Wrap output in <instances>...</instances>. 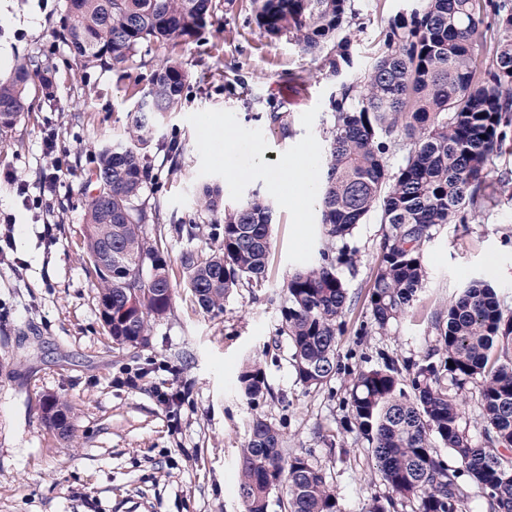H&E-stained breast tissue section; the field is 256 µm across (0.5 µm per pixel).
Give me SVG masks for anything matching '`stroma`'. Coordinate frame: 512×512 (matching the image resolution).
<instances>
[{
  "instance_id": "35a3bbf8",
  "label": "stroma",
  "mask_w": 512,
  "mask_h": 512,
  "mask_svg": "<svg viewBox=\"0 0 512 512\" xmlns=\"http://www.w3.org/2000/svg\"><path fill=\"white\" fill-rule=\"evenodd\" d=\"M212 25L172 51L187 73L179 110L165 114L149 152L159 176L155 199L162 223L147 225L160 239L177 288L165 316L153 321L137 348L113 344L99 313L93 270L85 255L84 164L97 147L122 138L127 114L147 88L162 52L145 54L125 78L101 68H76L59 36L62 0H0V65L52 55L54 95L31 87L29 107L9 144L0 145V239L12 235L16 259L0 262V512H244L237 495L240 450L252 421L263 417L283 435L284 455L306 454L335 488L344 512H363L386 487L356 432L345 431V398L355 373L391 357L422 358L437 339L435 318L474 277L497 289L512 310V197L469 224H441L427 243V280L412 311L389 334L367 327L369 287L382 237L370 215L346 242L328 239L318 201L295 203L287 185H271L254 169L253 152L267 164L324 149L333 121L336 79L288 40H270L250 0H213ZM408 0H351L354 69L369 66L384 22ZM279 113L287 132L273 125ZM237 149L224 155V133ZM54 135L55 156L42 141ZM183 152L171 167L165 143ZM66 170L52 194L39 193L54 158ZM249 170L231 181L226 167ZM43 196L25 206L5 171ZM219 186L223 202L259 195L273 205V247L266 278L241 287L224 311H203L182 286L183 251L207 252L218 240L176 232L198 214L204 185ZM348 247L355 266H340L352 302L338 338L339 374L318 388L296 378L291 346L282 336L286 282L322 251ZM265 371L270 396L247 401L237 376L248 363ZM139 374L137 388L127 375ZM176 393L171 405L155 389ZM64 397L73 407V436L62 438L41 417V403Z\"/></svg>"
}]
</instances>
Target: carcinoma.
<instances>
[{"mask_svg": "<svg viewBox=\"0 0 512 512\" xmlns=\"http://www.w3.org/2000/svg\"><path fill=\"white\" fill-rule=\"evenodd\" d=\"M389 18L380 49L362 73L352 67L346 32L350 0H252L265 33L321 60L336 77L333 123L320 159L326 236L345 240L373 211L383 234L369 288L370 327L387 334L414 307L424 288V247L438 224H468L490 212L512 177H489V163L512 141V0H412ZM494 27L484 26V17ZM213 19L212 0H64L60 35L82 68L125 72L142 53L193 39ZM55 69L50 57L20 59L0 78V143L12 138L28 107L30 85ZM185 74L168 57L138 98L123 138L99 146L87 173L86 254L96 276L100 315L112 342H148L151 321L170 309L175 293L161 243L146 225L160 223L149 204L158 174L147 161L157 122L182 104ZM399 153L398 164L389 163ZM199 208L220 219L216 250H187L182 279L208 313L240 285L259 284L272 248L270 203L258 196L221 206L219 187H205ZM355 252L296 270L286 285L282 332L293 367L307 388L339 370L340 319L351 305L338 268ZM433 353L411 365L394 359L359 371L347 404L357 434L387 488L365 512H468L470 489L490 512H512V312L494 288L470 281L436 323ZM250 401L270 394L257 364L238 375ZM483 418L484 443H473L464 420L468 386ZM43 419L72 436L71 406L45 400ZM282 435L256 418L241 448L238 496L244 512H268L271 494L285 491L284 512H342L333 486L308 456L282 454ZM449 452L455 465L442 458Z\"/></svg>", "mask_w": 512, "mask_h": 512, "instance_id": "1", "label": "carcinoma"}]
</instances>
